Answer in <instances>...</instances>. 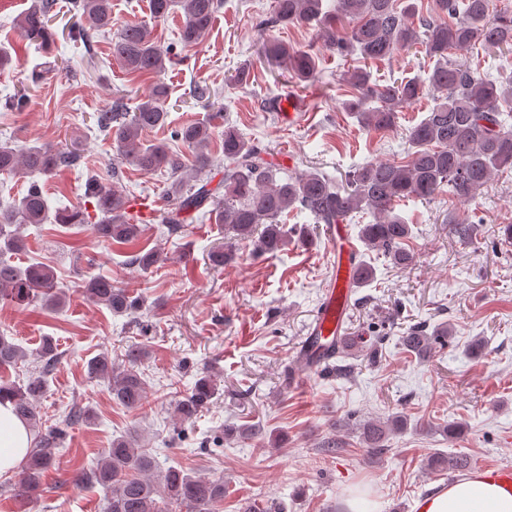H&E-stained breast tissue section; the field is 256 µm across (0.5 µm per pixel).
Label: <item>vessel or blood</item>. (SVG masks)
<instances>
[{
    "mask_svg": "<svg viewBox=\"0 0 512 512\" xmlns=\"http://www.w3.org/2000/svg\"><path fill=\"white\" fill-rule=\"evenodd\" d=\"M328 239L336 249V279L329 288L311 329L312 335L327 338L345 333V315L351 297L350 285L357 272V248L345 225L335 224L329 227ZM475 470L483 479L498 484L505 490H512V467L479 463Z\"/></svg>",
    "mask_w": 512,
    "mask_h": 512,
    "instance_id": "b4317fda",
    "label": "vessel or blood"
}]
</instances>
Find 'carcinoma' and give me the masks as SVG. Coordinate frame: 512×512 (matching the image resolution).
I'll return each instance as SVG.
<instances>
[{
    "label": "carcinoma",
    "instance_id": "cac0c4a2",
    "mask_svg": "<svg viewBox=\"0 0 512 512\" xmlns=\"http://www.w3.org/2000/svg\"><path fill=\"white\" fill-rule=\"evenodd\" d=\"M434 3L438 18L419 14L416 0H336L333 10L323 9V0H274L269 16L259 23L264 31L314 22L317 39L341 58L381 61L414 49L434 61L424 79L379 84L359 67L347 70L342 77L352 93L342 108L368 132L395 129L401 109L430 91L434 105L425 118L405 130L404 164L366 162L350 169L341 185L318 171L281 182L277 180L279 168L268 158L270 152L251 142L226 119L221 133L224 176L215 183L210 175L216 162L209 151L213 136L210 125L191 122L174 130V138L191 148L190 160L162 141L145 138L149 131L167 125L168 87L160 81L154 82L149 95L131 111L123 98L115 99L109 108L96 113V127L111 139L120 162L144 172L167 173L166 208L157 219L171 231L201 212L224 226V232L235 242L256 254L274 255L288 248L294 233L303 241L312 237L306 226L290 230L283 223L284 214L296 209L309 213L315 224L355 222L357 238L366 251H380L391 264L410 269L415 255L407 242L413 229L395 213L394 202L415 199L430 203L445 193L469 202L498 173L512 170V73L504 75L506 67L500 65L492 74L478 64L451 58L454 51L477 46L489 55L512 48V8L492 15L490 0ZM220 6L221 0H148L149 17L155 21L178 12L183 15L178 32V44L183 49L198 45ZM57 8V0H37L16 20L22 36L41 45L48 42L53 36L48 25L50 14ZM69 8L84 21L71 32L75 42L88 41L91 30L109 32L115 24L112 0H70ZM415 16L416 23L410 21ZM264 53L272 60L287 61V72L301 82H313L318 77L316 58L308 51L281 41L264 45ZM111 55L130 75L157 77L175 63L179 52L161 49L143 20L121 25L112 38ZM81 159L79 141L62 149L39 143L18 148L10 141L0 142V175L29 183L22 197L0 206V301L27 306L39 303L49 309L65 304V292L58 287L51 266L40 263L22 267L11 261L24 249L23 229L30 224H87L99 240L110 244L125 245L138 239L140 225L128 212L131 200L119 186L115 171L112 183L96 175L88 177L81 186L78 204L49 213L39 178L74 168ZM163 261L155 249H141L132 256V263L144 272ZM375 280V267L359 261L353 287L362 288ZM81 288L89 301L107 307L115 316H132L142 307L139 299L102 275L88 277ZM450 335L446 323L432 327L419 323L399 337V344L421 360ZM361 343L359 336L328 343L316 336L318 351L305 352L306 365H323L348 376L351 369L330 361L348 355ZM146 355L144 347H131L125 352L127 365L118 366L109 354L102 353L88 361L87 372L92 379L108 381L116 402L137 409L146 390L135 366ZM27 362L34 367L25 381H0V402L11 403L34 434L24 476L15 488V497L30 499L40 490L42 477L56 458V434L43 429L36 403L47 391V374L58 362V353L48 339L29 353L0 336L1 371ZM217 393L213 376L203 372L190 394L174 402L175 417L183 424L191 421ZM405 426L400 415L372 421L364 426L363 438L370 447L381 448L389 435ZM79 480L106 490V512H216V504L226 493L220 478L196 477L173 466L157 470L153 457L132 436L112 440L95 466L80 471Z\"/></svg>",
    "mask_w": 512,
    "mask_h": 512
}]
</instances>
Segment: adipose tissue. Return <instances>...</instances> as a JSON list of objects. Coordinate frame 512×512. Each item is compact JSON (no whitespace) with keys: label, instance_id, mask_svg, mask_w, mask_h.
<instances>
[{"label":"adipose tissue","instance_id":"obj_1","mask_svg":"<svg viewBox=\"0 0 512 512\" xmlns=\"http://www.w3.org/2000/svg\"><path fill=\"white\" fill-rule=\"evenodd\" d=\"M26 425L10 403H0V475L10 474L30 448ZM422 512H512V492L481 480L467 479L431 496Z\"/></svg>","mask_w":512,"mask_h":512}]
</instances>
